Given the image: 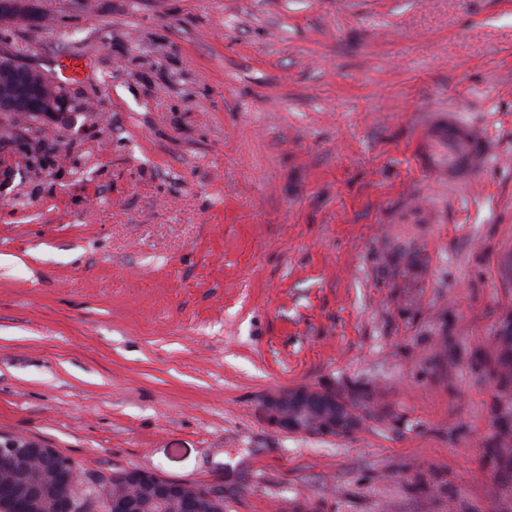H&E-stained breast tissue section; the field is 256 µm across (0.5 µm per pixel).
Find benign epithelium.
I'll use <instances>...</instances> for the list:
<instances>
[{"instance_id": "1", "label": "benign epithelium", "mask_w": 512, "mask_h": 512, "mask_svg": "<svg viewBox=\"0 0 512 512\" xmlns=\"http://www.w3.org/2000/svg\"><path fill=\"white\" fill-rule=\"evenodd\" d=\"M34 0H0V22H30ZM66 102L64 92L45 76L17 64L9 57H0V114L24 115L31 119H51ZM261 410L266 422L279 430L303 433L320 438H347L365 423L350 399L334 388L301 386L280 390L265 396ZM40 456L50 463L58 475L59 485L49 489L54 512H75V501L67 490L79 479L72 461L54 448L39 449ZM30 446L16 438L0 439V457L23 462ZM122 479L144 488L153 501L163 503L171 498L182 501V512H201V500L222 499L228 489L222 483H212L205 494H184L185 484L162 477L138 467H130ZM38 496L11 482L0 483V512H27ZM106 512H136L130 498L105 497Z\"/></svg>"}]
</instances>
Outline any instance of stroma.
<instances>
[{
	"label": "stroma",
	"instance_id": "stroma-1",
	"mask_svg": "<svg viewBox=\"0 0 512 512\" xmlns=\"http://www.w3.org/2000/svg\"><path fill=\"white\" fill-rule=\"evenodd\" d=\"M35 5L0 56L86 67L0 134V438L223 482L224 512H512L471 361L512 311V0ZM349 382L379 414L352 437L263 418ZM448 143L456 148L454 161L448 165V180L456 181L475 172L485 163L469 127L449 117Z\"/></svg>",
	"mask_w": 512,
	"mask_h": 512
}]
</instances>
